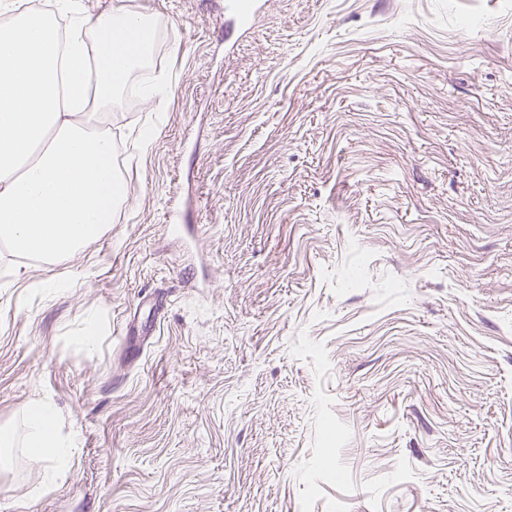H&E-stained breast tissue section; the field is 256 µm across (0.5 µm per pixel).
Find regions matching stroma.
<instances>
[{
	"label": "stroma",
	"instance_id": "35a3bbf8",
	"mask_svg": "<svg viewBox=\"0 0 512 512\" xmlns=\"http://www.w3.org/2000/svg\"><path fill=\"white\" fill-rule=\"evenodd\" d=\"M224 3L124 0L112 227L0 249V430L80 438L0 512H512V0ZM169 90V82L163 77H158L143 90L142 102L151 110L158 109L167 98ZM24 413L27 433L23 447L53 463L54 470L65 471L78 448V439L75 434L61 432L59 409L51 400H39Z\"/></svg>",
	"mask_w": 512,
	"mask_h": 512
}]
</instances>
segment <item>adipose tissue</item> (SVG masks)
<instances>
[{
	"label": "adipose tissue",
	"instance_id": "1",
	"mask_svg": "<svg viewBox=\"0 0 512 512\" xmlns=\"http://www.w3.org/2000/svg\"><path fill=\"white\" fill-rule=\"evenodd\" d=\"M0 245L51 264L112 224L111 139L97 125L150 52L145 16L117 4L86 13L80 0L30 12L0 0ZM49 400L25 410L24 446L66 470L78 447Z\"/></svg>",
	"mask_w": 512,
	"mask_h": 512
}]
</instances>
